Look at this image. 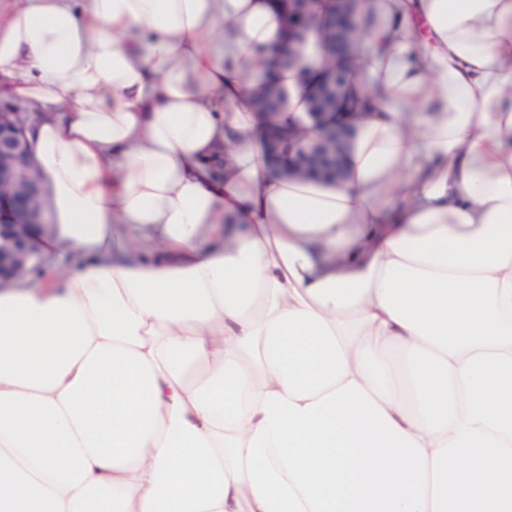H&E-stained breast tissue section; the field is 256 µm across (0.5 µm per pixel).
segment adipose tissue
<instances>
[{
  "instance_id": "adipose-tissue-1",
  "label": "adipose tissue",
  "mask_w": 512,
  "mask_h": 512,
  "mask_svg": "<svg viewBox=\"0 0 512 512\" xmlns=\"http://www.w3.org/2000/svg\"><path fill=\"white\" fill-rule=\"evenodd\" d=\"M285 0H12L50 235L0 285V512H512V0H364L342 177L274 173Z\"/></svg>"
}]
</instances>
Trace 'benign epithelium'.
<instances>
[{"mask_svg": "<svg viewBox=\"0 0 512 512\" xmlns=\"http://www.w3.org/2000/svg\"><path fill=\"white\" fill-rule=\"evenodd\" d=\"M334 10L322 20L320 41L325 49L326 73L317 83L307 116L317 130L313 138L278 120L280 93L269 80L259 85L255 98L269 117L268 150L287 161L290 175L334 181L343 172L352 123L335 122L342 93L352 77L349 59L358 51L363 0H333ZM305 29L288 30V54L278 63L298 66ZM33 115L26 109L0 103V283L25 277L38 258V236L49 231L47 191L36 173L30 130Z\"/></svg>", "mask_w": 512, "mask_h": 512, "instance_id": "obj_1", "label": "benign epithelium"}]
</instances>
